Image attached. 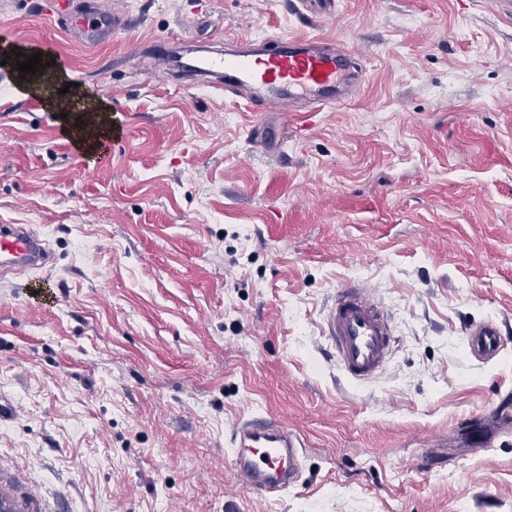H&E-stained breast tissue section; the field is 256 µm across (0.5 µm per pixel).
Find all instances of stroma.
Listing matches in <instances>:
<instances>
[{"instance_id":"35a3bbf8","label":"stroma","mask_w":512,"mask_h":512,"mask_svg":"<svg viewBox=\"0 0 512 512\" xmlns=\"http://www.w3.org/2000/svg\"><path fill=\"white\" fill-rule=\"evenodd\" d=\"M40 0L0 10V47L54 44L121 136L77 151L46 92L0 85V225L53 254L0 275V494L18 512H512V428L462 425L512 397L464 329L512 324V19L495 0H99L131 29L89 49ZM320 36L359 92L312 118L243 112L164 79L186 45ZM170 36L166 54L140 40ZM369 286L394 344L349 385L323 330ZM280 419L300 483L261 498L233 426ZM443 464L420 469L422 452Z\"/></svg>"}]
</instances>
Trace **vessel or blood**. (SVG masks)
<instances>
[{"label": "vessel or blood", "mask_w": 512, "mask_h": 512, "mask_svg": "<svg viewBox=\"0 0 512 512\" xmlns=\"http://www.w3.org/2000/svg\"><path fill=\"white\" fill-rule=\"evenodd\" d=\"M45 14L65 22L78 41L97 47L126 27L120 13L93 14L80 0H44ZM270 53L251 50L240 39V52L209 54L180 62L182 71L214 76V89L232 97L247 111H288L301 102L307 111L335 105L346 80L348 51H323L314 40L280 36ZM51 259L45 240L27 224L0 226V270L39 269ZM327 334L335 350L336 366L353 385L372 379L384 366L393 344L387 313L368 287L349 284L336 292L327 318ZM471 356L491 361L511 338L500 325L486 320L469 327L465 336ZM233 465L255 494L267 497L294 487L300 477L303 442L287 426L270 416L239 420L232 429Z\"/></svg>", "instance_id": "vessel-or-blood-1"}]
</instances>
